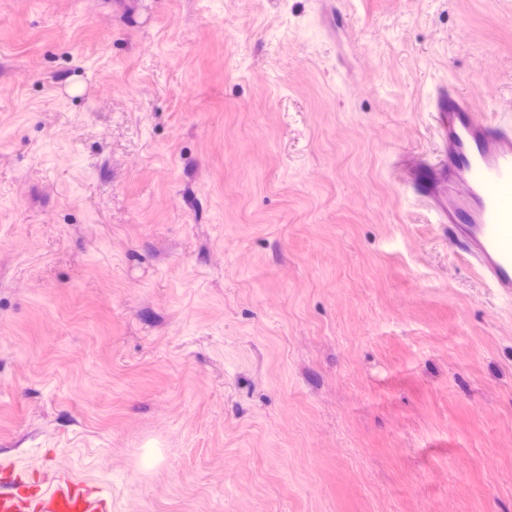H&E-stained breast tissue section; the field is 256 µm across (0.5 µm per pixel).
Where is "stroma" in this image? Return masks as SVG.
<instances>
[{
	"label": "stroma",
	"mask_w": 512,
	"mask_h": 512,
	"mask_svg": "<svg viewBox=\"0 0 512 512\" xmlns=\"http://www.w3.org/2000/svg\"><path fill=\"white\" fill-rule=\"evenodd\" d=\"M512 0H0V467L112 512H512V300L434 87Z\"/></svg>",
	"instance_id": "stroma-1"
}]
</instances>
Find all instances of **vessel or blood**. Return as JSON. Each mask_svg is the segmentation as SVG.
Listing matches in <instances>:
<instances>
[{"label":"vessel or blood","mask_w":512,"mask_h":512,"mask_svg":"<svg viewBox=\"0 0 512 512\" xmlns=\"http://www.w3.org/2000/svg\"><path fill=\"white\" fill-rule=\"evenodd\" d=\"M432 110L446 167L438 221L448 227V246L511 300L512 121L478 111L451 82L437 85ZM0 512H112V498L101 486L86 490L62 467L34 484L6 468Z\"/></svg>","instance_id":"vessel-or-blood-1"}]
</instances>
